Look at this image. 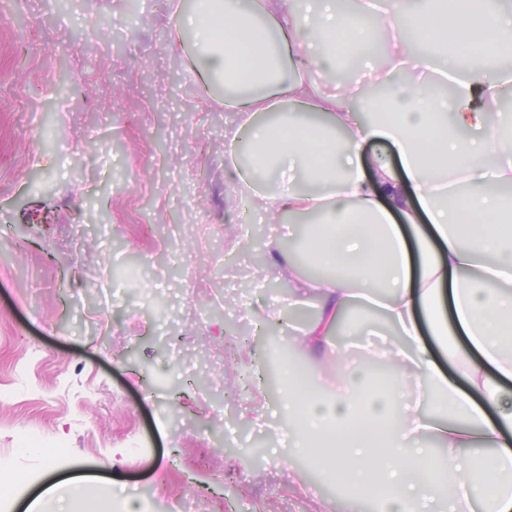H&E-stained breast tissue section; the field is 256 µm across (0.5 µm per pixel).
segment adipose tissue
Instances as JSON below:
<instances>
[{
	"label": "adipose tissue",
	"instance_id": "adipose-tissue-1",
	"mask_svg": "<svg viewBox=\"0 0 512 512\" xmlns=\"http://www.w3.org/2000/svg\"><path fill=\"white\" fill-rule=\"evenodd\" d=\"M385 0L342 9L338 0H196L184 13L193 65L213 82L241 80L225 97L238 129L227 131L225 180L271 219L314 218L308 260L336 274L312 278L290 255L292 293L313 295L317 316L296 336L306 354L329 345L352 307L377 312L398 340L383 391L343 370L335 392L310 399L289 370L284 398L290 452L320 449V465L375 512H512V116L497 104L512 70L495 64L512 38V0ZM425 36L422 49L408 27ZM388 45L383 116L363 118L372 86L324 93L336 45L369 32ZM483 37L488 61L461 52ZM481 98L483 109L472 106ZM392 145L399 167L363 151ZM455 206H448V199ZM429 332L462 376L454 383L423 343Z\"/></svg>",
	"mask_w": 512,
	"mask_h": 512
}]
</instances>
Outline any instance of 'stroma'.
Segmentation results:
<instances>
[{"label":"stroma","instance_id":"1","mask_svg":"<svg viewBox=\"0 0 512 512\" xmlns=\"http://www.w3.org/2000/svg\"><path fill=\"white\" fill-rule=\"evenodd\" d=\"M167 0H20L0 19V471L7 512L47 486L55 512L135 502L138 487L209 492L242 512L347 501L289 457L282 376L247 311L293 317L288 240L248 203L225 223L220 91L200 95ZM36 88L20 101L15 93ZM249 247L233 246L234 234ZM263 415L255 428L246 410ZM236 427L242 443L223 444ZM39 430L62 456L26 450ZM79 480L108 497L74 496Z\"/></svg>","mask_w":512,"mask_h":512}]
</instances>
